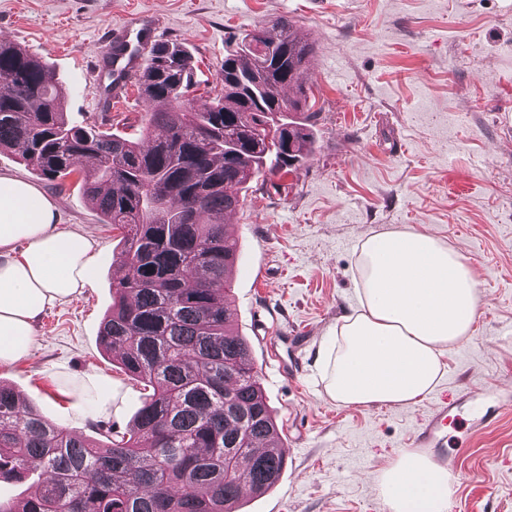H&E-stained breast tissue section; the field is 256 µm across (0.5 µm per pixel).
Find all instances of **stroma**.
Instances as JSON below:
<instances>
[{"label": "stroma", "mask_w": 512, "mask_h": 512, "mask_svg": "<svg viewBox=\"0 0 512 512\" xmlns=\"http://www.w3.org/2000/svg\"><path fill=\"white\" fill-rule=\"evenodd\" d=\"M160 22L157 41L188 48L197 96L221 88L241 34L280 17L316 45L307 88L311 153L285 176L254 185L225 217L237 262L229 304L287 458L277 488L239 512H384L369 475L407 446L429 402L341 407L324 393L316 348L355 303L357 245L396 229H425L459 247L482 295L477 331L447 350L438 390L512 399V0H0V37L41 57L79 124L102 123L111 89L95 63L129 14ZM0 175L55 201L59 224L93 241L91 284L48 307L25 360L0 382L49 420L95 436L87 395L67 384L96 372L112 384L116 430L129 427L140 385L99 341L120 275V233L104 224L70 176L41 179L0 150ZM302 337L281 373L265 334ZM461 483L449 512H512V410L492 428L448 431Z\"/></svg>", "instance_id": "stroma-1"}]
</instances>
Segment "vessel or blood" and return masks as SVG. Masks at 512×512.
Listing matches in <instances>:
<instances>
[{"label": "vessel or blood", "instance_id": "obj_1", "mask_svg": "<svg viewBox=\"0 0 512 512\" xmlns=\"http://www.w3.org/2000/svg\"><path fill=\"white\" fill-rule=\"evenodd\" d=\"M141 37H132L130 29H123L112 35V96L120 98L128 76L134 72L142 55L148 50L151 38L156 30V22L148 17H135ZM471 409V427L481 431L497 423L501 411L485 405L482 399L471 398L470 394L459 393L455 399L437 397L429 413L414 430L409 445L418 450L446 447L449 427L461 420L463 407Z\"/></svg>", "mask_w": 512, "mask_h": 512}]
</instances>
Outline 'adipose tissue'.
Masks as SVG:
<instances>
[{"label": "adipose tissue", "instance_id": "adipose-tissue-1", "mask_svg": "<svg viewBox=\"0 0 512 512\" xmlns=\"http://www.w3.org/2000/svg\"><path fill=\"white\" fill-rule=\"evenodd\" d=\"M56 206L19 177L0 176V364L29 358L34 323L90 284L92 241L61 229ZM358 305L318 349L326 397L345 407H409L442 376L441 355L470 339L482 297L463 253L432 233L367 237L356 259ZM386 512H448L460 477L401 452L372 474Z\"/></svg>", "mask_w": 512, "mask_h": 512}]
</instances>
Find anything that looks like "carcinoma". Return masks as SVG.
I'll use <instances>...</instances> for the list:
<instances>
[{"label": "carcinoma", "mask_w": 512, "mask_h": 512, "mask_svg": "<svg viewBox=\"0 0 512 512\" xmlns=\"http://www.w3.org/2000/svg\"><path fill=\"white\" fill-rule=\"evenodd\" d=\"M314 54L288 19L264 23L224 56L221 91L197 107L192 55L156 45L136 86L167 108L146 112L139 139L72 123L42 58L0 40V149L60 186L82 176L121 231L99 340L145 390L126 431L99 424L95 439L0 384V476L21 481L34 462L42 476L29 497H0V512H234L242 483L262 495L279 481L283 427L226 306L236 253L224 215L251 182L311 152Z\"/></svg>", "instance_id": "carcinoma-1"}]
</instances>
